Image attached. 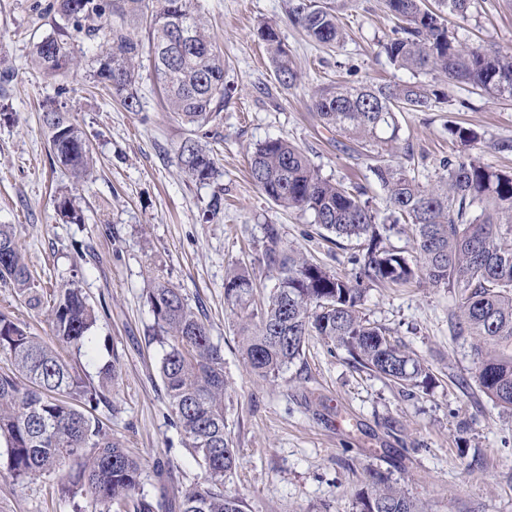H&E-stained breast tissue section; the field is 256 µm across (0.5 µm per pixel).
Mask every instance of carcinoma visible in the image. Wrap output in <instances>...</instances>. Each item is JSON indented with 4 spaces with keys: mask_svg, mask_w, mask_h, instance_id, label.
<instances>
[{
    "mask_svg": "<svg viewBox=\"0 0 512 512\" xmlns=\"http://www.w3.org/2000/svg\"><path fill=\"white\" fill-rule=\"evenodd\" d=\"M58 12L75 30L98 42L92 71L95 86L111 93L129 111L140 109L137 92L141 41L145 31L152 66L169 111L200 134L182 141L178 161L186 175L206 183L216 178L212 149L204 128L224 110V55L218 52L201 21L194 0H56ZM473 0H385L394 21L393 37L380 44L389 63L414 75L432 74L467 85L493 97L512 96V56L493 45L468 46L449 34L450 19L465 21ZM290 20L311 41L333 46L344 38L345 24L334 7L299 0ZM258 35L267 45L279 85L301 79L278 34L263 23ZM33 63L45 76L67 74L78 66L72 44L47 36L33 48ZM438 93L418 81L361 83L338 81L315 91L312 100L323 125L362 148L370 171L383 188L386 208L378 214L364 192L341 180L322 177L299 146L268 138L250 156L249 175L260 191L278 205L309 212L314 223L338 237L364 240L358 271L339 277L323 266L280 247L270 229L264 256L279 274V283L259 320L242 327L241 351L261 377L277 375L301 356L310 336L343 348L362 367L398 384L427 385L420 361L392 342L385 331L361 316L360 305L371 283L416 280L455 290L462 321L460 332L475 337L482 356L478 374L482 391L500 407L512 410V354H490L492 345H512V171L496 169L464 154L442 163L443 173L424 185L393 163L391 145L399 140L397 114L422 112ZM43 123L57 162L74 178L87 175L92 163L79 126L68 113L48 105ZM481 136L462 124L448 126V141L474 148ZM380 224L414 227L417 257L382 246ZM0 280L12 284L30 307L42 305L36 285L9 224H0ZM253 282L248 272L233 271L224 282V300L245 313ZM154 331L163 355L160 376L173 423L205 468L207 484L185 495L181 512H242L241 501L224 494V476L236 467L235 449L224 436V354L181 291L157 281L147 293ZM53 331L59 344L78 350L92 342L97 321L81 290L62 287L54 294ZM0 349L9 363L0 367V444L8 470L17 478L54 472L77 463L66 491H87L107 512L134 493L135 512H153L143 496L141 463L92 410L101 393L87 385L60 353L0 314ZM358 512H418L414 501L380 480L357 495Z\"/></svg>",
    "mask_w": 512,
    "mask_h": 512,
    "instance_id": "cac0c4a2",
    "label": "carcinoma"
}]
</instances>
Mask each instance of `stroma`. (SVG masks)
I'll use <instances>...</instances> for the list:
<instances>
[{
	"label": "stroma",
	"mask_w": 512,
	"mask_h": 512,
	"mask_svg": "<svg viewBox=\"0 0 512 512\" xmlns=\"http://www.w3.org/2000/svg\"><path fill=\"white\" fill-rule=\"evenodd\" d=\"M53 2L0 0V71L12 76L0 96V107L12 114L0 121V224L13 225L39 287L76 286L98 309L93 352L64 346L60 353L101 387L106 400L95 414L141 462L154 512H179L184 496L206 480L173 423L158 372L162 349L145 301L158 280L180 289L224 353L225 434L238 456L224 492L241 499L243 512H356L359 490L376 476L402 488L422 512H512V414L478 385L475 340L456 329L453 290L381 284L364 294L363 316L429 368L424 391L376 376L317 336L278 376L258 378L239 351L240 320L224 301L227 273L242 268L254 283L251 310L266 306L278 285L264 260L271 228L284 249L338 275L354 273L361 241L335 237L311 213L268 199L249 177L248 152L271 137L288 139L321 176L351 179L373 209L383 210L369 158L324 127L311 95L336 79L411 81L379 52L392 28L384 0H331L346 25L344 41L332 48L291 23L295 0H197L231 90L211 126L219 171L213 183L192 181L181 169L178 147L191 128L167 112L150 59H143L137 85L141 107L126 111L95 89L96 45ZM263 22L276 27L301 72L295 88L283 90L276 80L255 35ZM454 35L512 52V0H475ZM47 36L72 42L81 58L77 72L61 78L34 69L33 45ZM437 86L445 100L399 114L394 163L422 183L435 182L453 153L448 127L460 123L481 134V162L512 170V154L491 147L512 139V98ZM48 100L65 106L83 131L96 160L88 179L76 181L52 158L41 112ZM63 193L80 223L60 217ZM0 312L55 344L47 308L31 309L1 282ZM110 359L117 373L105 383L98 367ZM66 476L60 470L19 480L0 465V512H91L89 496L62 493Z\"/></svg>",
	"instance_id": "stroma-1"
}]
</instances>
